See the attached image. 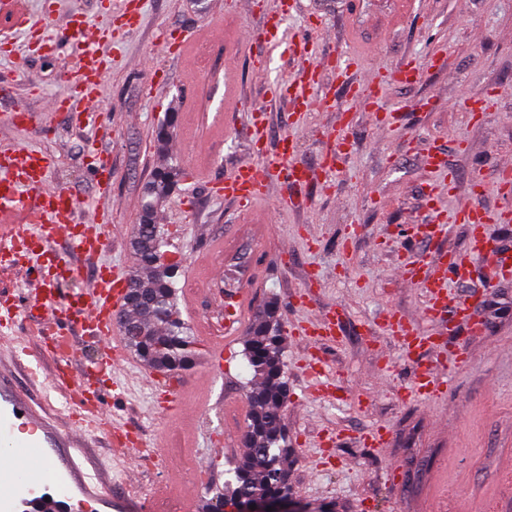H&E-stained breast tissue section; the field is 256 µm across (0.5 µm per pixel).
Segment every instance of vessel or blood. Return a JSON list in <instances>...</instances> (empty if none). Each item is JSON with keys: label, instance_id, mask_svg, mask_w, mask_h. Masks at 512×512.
Listing matches in <instances>:
<instances>
[{"label": "vessel or blood", "instance_id": "1", "mask_svg": "<svg viewBox=\"0 0 512 512\" xmlns=\"http://www.w3.org/2000/svg\"><path fill=\"white\" fill-rule=\"evenodd\" d=\"M288 8L287 0H282L278 15L262 28L248 32L247 37L264 43L268 52L308 58L307 43L291 40L281 27V17L287 14ZM71 33V45L79 65L73 71L68 90L52 101L50 108L70 111L77 124L94 126L100 114L93 105L107 74V64L94 51L82 24H75ZM315 74V67L303 68L294 80L277 86V95L290 96L297 105L306 103L307 98L301 89L315 85ZM97 158L94 177L103 205L81 218L77 215L76 204L68 202L67 191L48 182L46 173L53 165L49 154L31 149H17L7 154L8 163L16 167V175L0 179V255L20 249L27 251L29 258L37 262L39 279L50 282L49 287L33 291L34 300L41 307L39 334L50 341L51 352L56 358L52 383L66 388L81 408L76 433H84L89 428L101 431L111 437L113 449L122 456L148 460L153 456L152 448L122 433L104 403L103 393L95 388L100 376L113 373L123 365L120 349L112 347L111 342L116 332L117 316L125 309L127 272L101 266L86 288L65 295L58 287L59 282L74 277L77 268L71 260L55 257L52 244L56 238H67L73 253L85 258L101 255L112 242V211L108 206L112 197V165L107 153H98ZM281 173L292 184H301L316 177L312 169L297 161L294 142L287 138L282 141L278 159L261 156L241 164L231 177L225 178L218 191L237 204H253L268 198L273 177ZM441 191L440 184L436 182L428 190L426 204L433 213L425 232L429 239H442L448 234L439 202ZM454 220L469 227L471 245L467 252L441 256L430 265L405 264L399 267L398 272L402 279L422 289L425 317L449 313L456 320L467 323L471 320L472 306L450 298L449 279L461 278L475 260L489 256L494 257L500 277L510 278L512 253L502 250L488 236L479 210H457ZM241 302L242 296L238 293L218 295L213 299L214 306L224 312V334L211 338L209 342L213 359L223 358L225 342L237 339L242 332ZM17 315L18 306L14 301L0 300V336L9 339L16 348L22 345L20 337L14 334ZM386 322L389 333L416 354L412 390L425 398L437 397L444 390L438 368L426 364L422 358L423 353L432 347L430 338L405 322L397 312H389ZM76 323L88 336L104 343L105 350L100 360L75 376L65 362V355L73 345L68 330ZM296 334L311 342L335 339L339 334L338 311L314 314L297 326ZM182 391L183 385L178 378L169 379L161 392L163 409L167 414L184 415L186 407Z\"/></svg>", "mask_w": 512, "mask_h": 512}]
</instances>
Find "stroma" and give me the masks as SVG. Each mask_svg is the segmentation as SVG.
Instances as JSON below:
<instances>
[{
	"label": "stroma",
	"instance_id": "1",
	"mask_svg": "<svg viewBox=\"0 0 512 512\" xmlns=\"http://www.w3.org/2000/svg\"><path fill=\"white\" fill-rule=\"evenodd\" d=\"M255 3L251 14L238 0H138V23L128 29L112 18L109 0H24L27 12L45 16L48 32L74 20L112 30L111 40L96 46L110 62L98 102L101 124L86 128L47 108L76 65L69 45L43 50L0 20L12 49L0 56V150L53 155L50 181L67 189L84 214L98 204L91 147L105 150L112 162L116 237L98 262L79 263L77 277L62 291L78 289L102 263L133 269L130 231L144 185L164 157H172L183 177L157 221L169 227L170 254L181 261L179 299L212 269H222L231 284L249 267L256 294L247 314L276 301L287 329L308 311L343 310L335 341L311 350L287 339L283 423L292 494L325 512L366 506L371 512H468L472 503L480 512H512V279L497 278L493 263L481 260L465 279L449 281L452 297L476 300L472 312L482 332L475 335L455 320L429 321L421 291L392 275L398 261L432 257V242L416 237L412 224L429 218L425 195L439 179L427 164L434 154L453 176L442 247L467 248V227L452 217L457 208L474 207L485 214L488 234L512 252V223L497 220L502 210H512V196L494 189L502 162L512 158V0H296L284 27L314 42L312 61L328 90L325 106L303 112L273 96L277 84L293 78L297 60L269 56L262 44L244 38L277 6V0ZM165 31L186 37L184 52L160 45ZM260 58L267 61L262 73L254 70ZM409 58L424 65L417 79L384 83L378 102H363L344 116L346 88L336 81V62H350L347 79L356 82ZM477 93L489 99L486 111L473 110ZM19 103L31 114L23 126L9 120ZM255 111L264 114L267 156L278 153L285 136L295 141L297 160L315 170L325 154L340 151L330 189L316 182L292 186L281 177L271 197L288 194L301 205L272 212L263 201L248 213L208 190L210 180L230 176L249 159L247 123ZM379 112L400 113L401 121L380 129ZM166 124L172 135L161 150L156 137ZM343 124L346 142L339 146L328 133ZM477 174L487 184L480 195L473 187ZM212 238L233 242V250L209 251ZM33 283L24 261L0 273V292L20 307L16 333L31 348L30 356L20 357L0 341V390L31 410L9 439L20 446L53 439L49 465L72 486L68 512H149L159 469L143 466L140 481L127 484L125 462L113 455L107 437L75 435V403L31 381L34 364L46 376L55 367L36 333L40 310L27 304ZM390 310L433 334L444 357L464 352L465 366L455 369L441 397L409 392L411 359L383 332ZM315 358L323 363L322 380L334 386L333 398L309 389ZM146 372L129 356L112 412L117 423L152 443L182 421L160 412ZM184 379V401L196 409L194 450L207 462L195 487L201 497L223 485L241 452V437L224 431L223 407L245 401L253 384L243 343L233 344L222 363L201 361ZM379 424L388 430L387 445L374 448L362 435ZM392 464L398 474L389 483L382 474Z\"/></svg>",
	"mask_w": 512,
	"mask_h": 512
}]
</instances>
